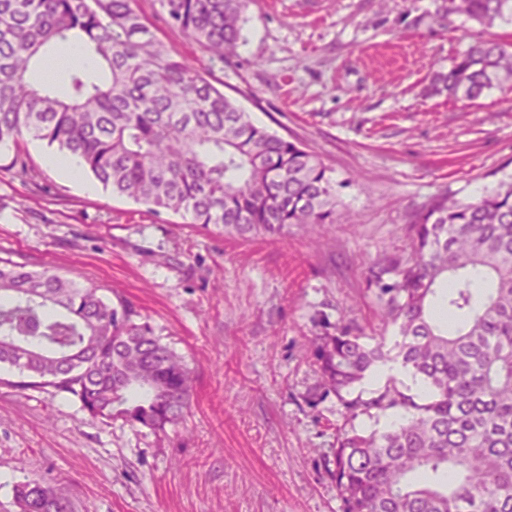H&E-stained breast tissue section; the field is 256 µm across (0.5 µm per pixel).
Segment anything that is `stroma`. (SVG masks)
Listing matches in <instances>:
<instances>
[{
	"label": "stroma",
	"mask_w": 512,
	"mask_h": 512,
	"mask_svg": "<svg viewBox=\"0 0 512 512\" xmlns=\"http://www.w3.org/2000/svg\"><path fill=\"white\" fill-rule=\"evenodd\" d=\"M443 0H252L234 57L207 55L139 0L152 30L271 132L330 168L329 232L228 238L155 216L27 139L0 145V261L51 270L134 304L193 373L178 425L94 420L72 395L4 385L0 512L17 485L49 486L65 512H343L329 470L340 405H309L310 341L338 318L382 332L367 263L403 255L429 197L461 199L512 174V92L462 103L431 93L481 27ZM30 168H10L15 154Z\"/></svg>",
	"instance_id": "stroma-1"
}]
</instances>
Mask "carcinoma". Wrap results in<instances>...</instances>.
I'll return each instance as SVG.
<instances>
[{
	"instance_id": "carcinoma-1",
	"label": "carcinoma",
	"mask_w": 512,
	"mask_h": 512,
	"mask_svg": "<svg viewBox=\"0 0 512 512\" xmlns=\"http://www.w3.org/2000/svg\"><path fill=\"white\" fill-rule=\"evenodd\" d=\"M251 0H159L167 22L224 62ZM485 29L512 23V0H447ZM91 67L64 94L31 73L59 42ZM512 84V48L478 40L433 85L454 98ZM79 160L112 194L224 235L336 223L321 159L255 123L144 21L137 0H0V143L24 137ZM408 257L367 267L384 328L339 319L312 341L320 383L341 411L330 470L343 512H512V174L472 199L430 197L404 225ZM398 363L422 392L389 376ZM19 389L52 387L93 419L162 430L189 406L191 372L124 299L49 270L0 265V366ZM393 422L378 428L381 419ZM20 512H63L51 488L19 484Z\"/></svg>"
}]
</instances>
